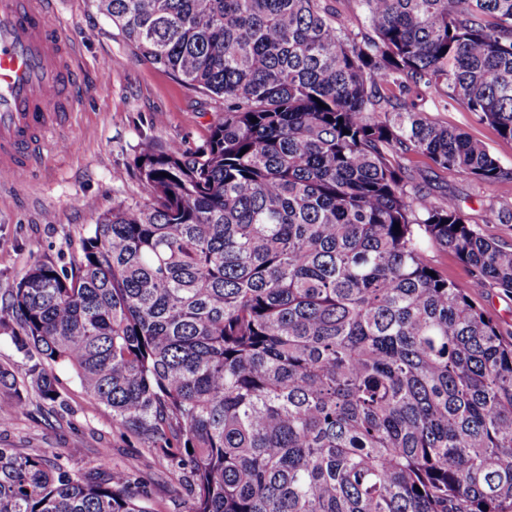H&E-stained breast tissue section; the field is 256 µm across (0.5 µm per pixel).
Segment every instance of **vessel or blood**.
Here are the masks:
<instances>
[{"label":"vessel or blood","instance_id":"b4317fda","mask_svg":"<svg viewBox=\"0 0 512 512\" xmlns=\"http://www.w3.org/2000/svg\"><path fill=\"white\" fill-rule=\"evenodd\" d=\"M56 0H0V173L27 176L47 134L62 128L80 97L74 46L49 18ZM57 111H50L51 102Z\"/></svg>","mask_w":512,"mask_h":512}]
</instances>
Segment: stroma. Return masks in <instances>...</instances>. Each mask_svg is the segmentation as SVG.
Listing matches in <instances>:
<instances>
[{"label": "stroma", "instance_id": "1", "mask_svg": "<svg viewBox=\"0 0 512 512\" xmlns=\"http://www.w3.org/2000/svg\"><path fill=\"white\" fill-rule=\"evenodd\" d=\"M53 21L76 48L85 95L65 127L47 135L45 159L36 172L22 179L0 177V293L14 288L33 260L69 262L99 214L141 198L133 160L145 143L176 140L196 147L224 107L223 100L187 90L142 59L94 0H57ZM435 117L483 141L512 170V141L491 125L459 105ZM409 167L432 195H456L487 239L512 247V181L480 183L432 169L421 156ZM428 257L504 331H512V295L478 279L452 252L433 248ZM57 375L70 412L58 417L30 403L10 424L0 425V446L50 448L77 467L94 462L100 449H110L114 466L138 471L147 483L154 512H176L179 475L165 461H145L142 445L121 435L111 410L88 398L72 372L61 369Z\"/></svg>", "mask_w": 512, "mask_h": 512}]
</instances>
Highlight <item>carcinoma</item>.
<instances>
[{"label":"carcinoma","mask_w":512,"mask_h":512,"mask_svg":"<svg viewBox=\"0 0 512 512\" xmlns=\"http://www.w3.org/2000/svg\"><path fill=\"white\" fill-rule=\"evenodd\" d=\"M97 2L224 111L195 148L144 145L143 200L0 295L28 361L0 365V423L67 409L63 367L181 474L186 512H512V340L427 255L512 294V248L406 165L512 180L415 103L512 141V0H355L357 30L328 0ZM148 500L108 457L0 447V512Z\"/></svg>","instance_id":"carcinoma-1"}]
</instances>
